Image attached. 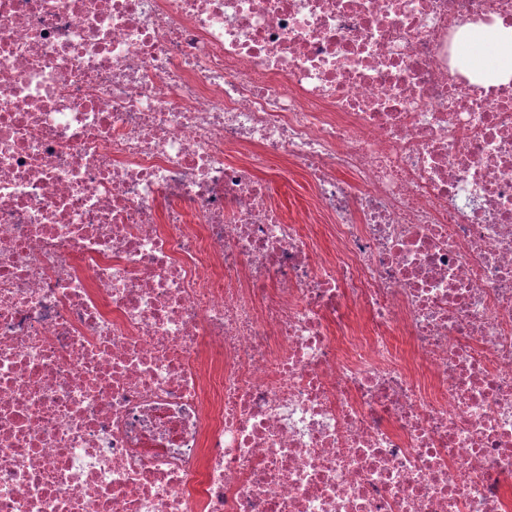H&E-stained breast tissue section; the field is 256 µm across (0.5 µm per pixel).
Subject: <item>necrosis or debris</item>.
I'll return each mask as SVG.
<instances>
[{
  "instance_id": "1",
  "label": "necrosis or debris",
  "mask_w": 512,
  "mask_h": 512,
  "mask_svg": "<svg viewBox=\"0 0 512 512\" xmlns=\"http://www.w3.org/2000/svg\"><path fill=\"white\" fill-rule=\"evenodd\" d=\"M498 21L0 0V512H512V81L458 37ZM287 167V163L280 162L269 170L268 174L276 183V199L281 204L289 221H303L301 224H307L311 230L320 233L322 231L321 224H310L308 220L307 201L309 200V190L304 179L297 174L288 175V182L284 183L287 187L281 185L283 182L279 177L284 174L283 171Z\"/></svg>"
}]
</instances>
